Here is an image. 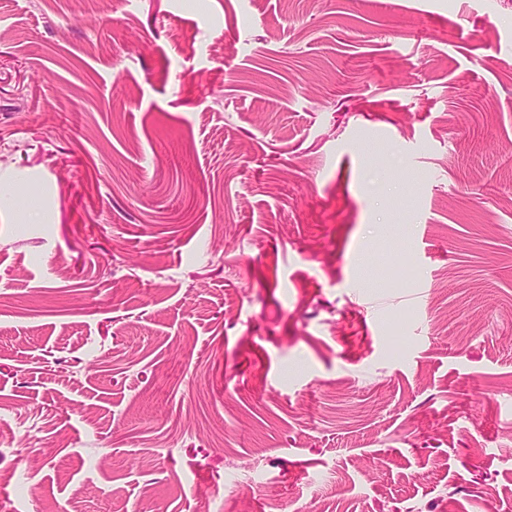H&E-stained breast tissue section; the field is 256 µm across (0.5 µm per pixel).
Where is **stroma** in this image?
I'll list each match as a JSON object with an SVG mask.
<instances>
[{
  "mask_svg": "<svg viewBox=\"0 0 512 512\" xmlns=\"http://www.w3.org/2000/svg\"><path fill=\"white\" fill-rule=\"evenodd\" d=\"M0 512H512V0H0Z\"/></svg>",
  "mask_w": 512,
  "mask_h": 512,
  "instance_id": "35a3bbf8",
  "label": "stroma"
}]
</instances>
